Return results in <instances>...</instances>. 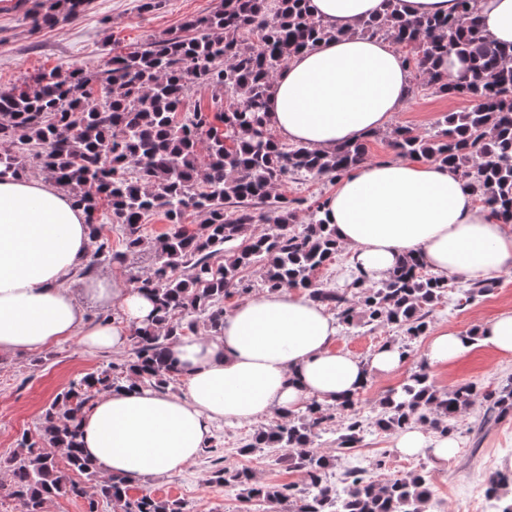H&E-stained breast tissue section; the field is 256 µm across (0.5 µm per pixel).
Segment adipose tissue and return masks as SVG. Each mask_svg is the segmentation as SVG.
Here are the masks:
<instances>
[{"label":"adipose tissue","instance_id":"obj_1","mask_svg":"<svg viewBox=\"0 0 512 512\" xmlns=\"http://www.w3.org/2000/svg\"><path fill=\"white\" fill-rule=\"evenodd\" d=\"M313 18L336 38L291 57L267 100V124L280 140L329 153L389 129L409 99L411 73L389 40L358 33L383 14L386 0H308ZM489 38L512 43V0H475ZM325 217L347 248L348 275L383 279L402 259L422 257L436 274L491 280L512 270V224L477 206L458 172L421 158L366 163L336 181ZM94 240L87 215L63 188L38 179L0 176V355L38 351L70 338L118 350L132 324L148 325L152 300L110 271L83 274ZM77 281L78 290L65 288ZM115 308L120 318L93 321L83 302ZM335 318L295 289L267 291L235 307L215 336H183L170 351L184 389L102 393L81 420L86 455L106 474L137 480L168 475L195 462L215 422L286 415L309 399L335 403L357 395L371 375L402 363L393 347L370 359L337 352ZM469 334L443 329L425 356L446 365L473 347ZM393 448L429 453L442 464L454 437H431L414 425Z\"/></svg>","mask_w":512,"mask_h":512}]
</instances>
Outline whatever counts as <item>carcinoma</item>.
Instances as JSON below:
<instances>
[{
    "label": "carcinoma",
    "mask_w": 512,
    "mask_h": 512,
    "mask_svg": "<svg viewBox=\"0 0 512 512\" xmlns=\"http://www.w3.org/2000/svg\"><path fill=\"white\" fill-rule=\"evenodd\" d=\"M222 0L207 17L193 18L180 31L112 55L102 72L73 69L41 73L0 93V174H22L26 158L38 160L46 178L67 188L81 205L96 247L82 271L101 262L125 263L149 248L154 268L130 282L150 296L153 322L131 329L132 352L121 363L83 374L59 393L41 416V434L27 433L7 460L9 481L0 494L20 512H43L64 494L112 503L113 512H184L182 503L108 476L88 460L79 442L80 421L96 394L126 387H168L178 372L167 345L204 330L224 327V300L248 290L239 273L262 270L265 287L302 288L309 298L336 312L347 328L388 325L401 336L388 340L404 357L405 339L422 336L432 308L449 299L448 279L427 273L418 257L408 258L386 278L354 277L346 289L329 288L316 274L341 249L334 227L322 217L324 204L309 211L301 229L293 227V201L271 190L290 176L336 177L368 160L365 144L344 145L318 154L301 145L284 146L268 132L266 103L277 72L292 55L335 36L315 20L306 0ZM384 15L360 24L359 33L389 39L407 48L405 63L415 72L414 94L422 87L438 95L467 97L476 105L450 112L422 137L396 127L389 146L397 154L431 159L456 170L483 207L512 222V44L488 38L473 7L459 0L453 16L406 19L400 0H387ZM89 0H42L28 10L36 25L57 22L59 11L76 15ZM454 55L472 74L452 82L439 63ZM213 91V107L183 111L191 85ZM107 206L121 224L125 250L112 248L99 211ZM266 209L274 232L257 234L255 208ZM192 209L202 217L195 231L178 227ZM164 213L176 229L155 243L142 236L143 223ZM482 401L486 417L512 409V384L484 390L474 382L441 390L420 369L378 403L372 426L395 433L421 424L445 436L459 415ZM358 397L336 404V415L312 400L300 412L280 417L242 443V455L278 453L277 461L302 472L304 487L255 485L246 471L221 467L210 480L242 490L278 512H428L433 499L431 472L416 469L377 486L354 465L332 483L323 435L336 432V448L358 447L364 432ZM340 418V427L330 422ZM65 449L57 460L51 449ZM486 498L496 512H512V471L486 480Z\"/></svg>",
    "instance_id": "carcinoma-1"
}]
</instances>
